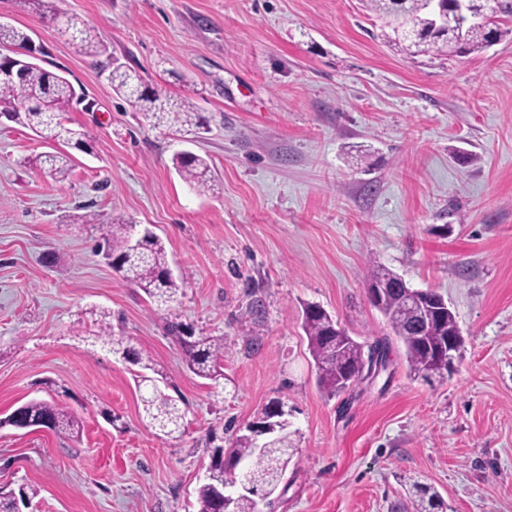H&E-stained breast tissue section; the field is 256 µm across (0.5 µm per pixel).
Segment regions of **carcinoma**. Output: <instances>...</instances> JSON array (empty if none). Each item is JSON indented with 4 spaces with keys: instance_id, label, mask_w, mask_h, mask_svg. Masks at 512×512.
Wrapping results in <instances>:
<instances>
[{
    "instance_id": "cac0c4a2",
    "label": "carcinoma",
    "mask_w": 512,
    "mask_h": 512,
    "mask_svg": "<svg viewBox=\"0 0 512 512\" xmlns=\"http://www.w3.org/2000/svg\"><path fill=\"white\" fill-rule=\"evenodd\" d=\"M476 9L494 18L499 12L512 15V0H476ZM368 9L384 20L391 30L390 42L412 55L448 53L450 55L479 51L489 46L490 41H500L512 35V28L501 29L496 25H470L453 34L433 28L431 0H368ZM83 49L97 53L101 45L89 29L77 28ZM30 36L23 30L8 27L0 30V45H24ZM114 90L127 99L145 101L155 111L169 115L172 125L204 128V122L195 106L182 98L170 102L164 89L150 88L142 80L120 68L110 74ZM76 96L73 85L63 76L41 66H33L20 82H0V102L15 105L24 110L26 125L46 141L72 145L86 153L92 152L91 135L80 129L67 126L61 113L72 106ZM27 164L51 177L60 179L70 170V157L61 152H45L27 160ZM178 174L191 186L203 191L212 190L211 169L207 160L192 151H181L174 157ZM131 226L128 224H106L100 229L99 252L108 263L116 267L128 282L140 288L149 298L167 305L178 300L183 284L169 271L167 252L161 238L147 233L141 238L139 247L129 248ZM390 325L393 335L406 349V358L411 372L428 376L433 368L428 354L417 345L413 327V314L403 304L398 293L392 292L385 302L377 307ZM99 326L98 337L109 345L112 352L142 369L159 374L150 359L130 346L129 340L112 333L111 313H96ZM184 361L195 375L219 382L224 377V338L196 335L193 327L182 322L171 321L167 326ZM303 330L308 339L310 354L315 362L318 382L328 393L337 395L356 388L357 381L371 363L373 345L388 349L389 339L375 344L355 343L336 350L338 337L347 335L345 329L327 312L312 309L308 304L303 310ZM147 390L141 395L146 420L160 437H169L179 431L183 419L177 400L164 393L149 376L142 377ZM20 416L10 413L0 417V429L13 427L22 429L25 424L47 420L50 429L58 435L74 433L76 420L66 408L54 401L32 399L20 405ZM288 415L281 417L278 435L263 447H258L252 433L235 436L229 447L217 445L213 448L204 481L196 488L197 512H221L222 505L216 489L224 484V475L231 469L251 474L258 491L241 496L235 504V512H259L258 504L265 501L261 490L274 481H282L292 462L294 450L288 441ZM408 495L415 512H437L441 501L432 487L420 479L409 484Z\"/></svg>"
}]
</instances>
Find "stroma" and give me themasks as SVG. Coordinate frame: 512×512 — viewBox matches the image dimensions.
<instances>
[{
	"label": "stroma",
	"mask_w": 512,
	"mask_h": 512,
	"mask_svg": "<svg viewBox=\"0 0 512 512\" xmlns=\"http://www.w3.org/2000/svg\"><path fill=\"white\" fill-rule=\"evenodd\" d=\"M0 18L84 93L62 118L93 138L58 181L22 165L56 143L0 120V417L40 398L80 422L75 438L0 430V488L37 491L24 512H196L210 436L229 445L274 400L296 454L261 512H390L415 476L443 512H512L511 37L410 56L365 0H53L46 16L0 0ZM116 60L190 99L206 131L154 125L113 90ZM184 149L214 191L177 174ZM116 222L153 230L185 274L170 308L98 254ZM377 265L444 296L460 356L426 380L395 340L373 382L327 395L303 306L359 342L389 335L367 297ZM93 307L182 398L179 437L143 421L138 368L96 342ZM173 319L223 337L222 387L187 368Z\"/></svg>",
	"instance_id": "stroma-1"
}]
</instances>
